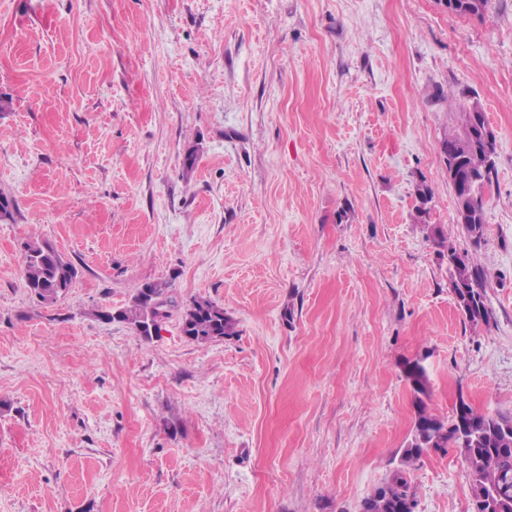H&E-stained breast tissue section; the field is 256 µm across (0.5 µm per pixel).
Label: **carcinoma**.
Instances as JSON below:
<instances>
[{"mask_svg":"<svg viewBox=\"0 0 512 512\" xmlns=\"http://www.w3.org/2000/svg\"><path fill=\"white\" fill-rule=\"evenodd\" d=\"M449 12L463 17H483L489 0H443ZM460 129L448 132L441 151L448 170L456 205V223L475 247L483 239L485 213L483 189L490 185L494 156L486 153L480 135L485 112L478 100L459 106ZM433 198L425 183L416 185L414 222L424 225L427 238L446 251L448 273L463 280L466 292L455 295L460 313L471 324L490 322L492 312L486 305L485 278L480 269L448 240L443 228L429 222ZM22 274L25 288L43 302H55L67 294L78 277V269L44 241H28L24 245ZM151 294L136 288L130 304L115 312H102L108 321L118 320L130 326L141 338L150 340V323L154 322V304L161 299L173 303L168 283H148ZM184 336L202 344L235 334V323L224 308L204 299L194 298L186 304L181 318ZM403 374L409 384L414 408L413 426L399 467L384 485L378 487L363 504L361 512H414L416 493L408 465L424 454L459 451L470 477L473 512H512V417L486 414L466 405L463 420L453 416L444 420L431 412L429 379L426 368L418 360L408 361Z\"/></svg>","mask_w":512,"mask_h":512,"instance_id":"carcinoma-1","label":"carcinoma"}]
</instances>
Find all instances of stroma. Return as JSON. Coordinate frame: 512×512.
Returning a JSON list of instances; mask_svg holds the SVG:
<instances>
[{"instance_id":"obj_1","label":"stroma","mask_w":512,"mask_h":512,"mask_svg":"<svg viewBox=\"0 0 512 512\" xmlns=\"http://www.w3.org/2000/svg\"><path fill=\"white\" fill-rule=\"evenodd\" d=\"M466 97L497 140L477 248L441 153ZM0 98V512H361L416 358L432 413L512 416V0H0ZM35 238L79 270L54 303L23 285ZM156 281L160 336L101 319ZM195 297L235 335L182 336ZM410 473L415 512H471L456 449ZM448 12L463 17H483L489 0H441ZM432 198L433 195L428 185L423 182L416 185L414 222L424 224L427 238L431 239L437 247L446 250L450 278L459 276L460 279L463 280L466 288L465 293L459 292L460 294L456 295L455 289L452 288L460 313L472 325H488L492 312L486 305V288L483 273L478 267L472 265L467 254L459 252L448 240L447 235L440 225L430 224L429 204Z\"/></svg>"}]
</instances>
